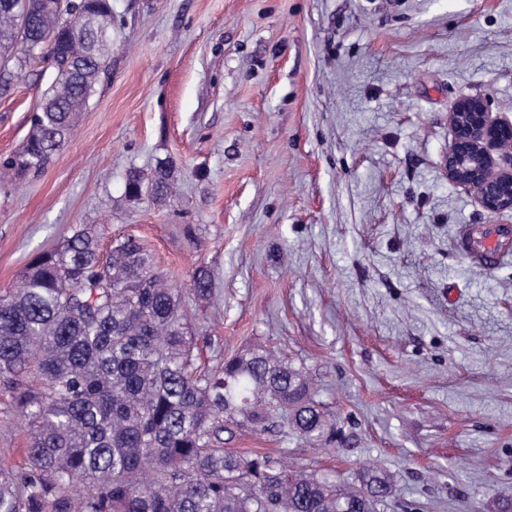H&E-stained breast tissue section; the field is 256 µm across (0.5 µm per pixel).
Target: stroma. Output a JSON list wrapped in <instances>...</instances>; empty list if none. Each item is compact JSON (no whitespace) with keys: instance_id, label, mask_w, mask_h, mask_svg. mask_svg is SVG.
<instances>
[{"instance_id":"stroma-1","label":"stroma","mask_w":512,"mask_h":512,"mask_svg":"<svg viewBox=\"0 0 512 512\" xmlns=\"http://www.w3.org/2000/svg\"><path fill=\"white\" fill-rule=\"evenodd\" d=\"M111 70L37 178L0 184V292L94 224L141 240L187 291L199 362L262 343L302 367L350 441L236 430L226 453L355 481L384 512H497L512 498V247L492 270L465 224H512L443 174L461 94L512 119V0H112ZM52 71L0 94V155ZM175 165L173 194L125 175ZM213 279L201 300L198 267ZM28 437L0 385V468Z\"/></svg>"}]
</instances>
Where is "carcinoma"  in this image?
<instances>
[{"mask_svg": "<svg viewBox=\"0 0 512 512\" xmlns=\"http://www.w3.org/2000/svg\"><path fill=\"white\" fill-rule=\"evenodd\" d=\"M47 3L0 0V87L40 48L54 59L23 150L0 159V174L18 180L45 170L110 68L112 39L90 31L112 21V0H77L63 18ZM173 173L169 162L148 178L131 169L125 193L164 201ZM211 290L198 270L189 291ZM185 318L183 289L133 237L104 255L96 228L80 224L31 261L20 287L0 296V383L30 432L24 469L0 470V512H380L390 493L380 468L363 469L356 486L272 455L224 453L234 425L285 427L310 444L348 436L303 369L262 346L195 367Z\"/></svg>", "mask_w": 512, "mask_h": 512, "instance_id": "carcinoma-1", "label": "carcinoma"}]
</instances>
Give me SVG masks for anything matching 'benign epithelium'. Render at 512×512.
Here are the masks:
<instances>
[{
  "label": "benign epithelium",
  "mask_w": 512,
  "mask_h": 512,
  "mask_svg": "<svg viewBox=\"0 0 512 512\" xmlns=\"http://www.w3.org/2000/svg\"><path fill=\"white\" fill-rule=\"evenodd\" d=\"M453 139L445 176L474 192L491 213L512 212V121L492 115L486 101L462 94L448 115Z\"/></svg>",
  "instance_id": "obj_1"
}]
</instances>
